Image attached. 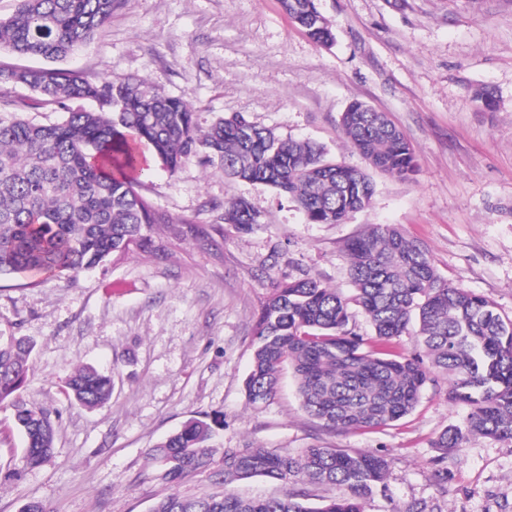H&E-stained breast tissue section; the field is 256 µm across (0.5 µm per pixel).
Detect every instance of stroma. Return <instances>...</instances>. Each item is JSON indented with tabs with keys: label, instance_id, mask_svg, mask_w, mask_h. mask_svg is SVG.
<instances>
[{
	"label": "stroma",
	"instance_id": "35a3bbf8",
	"mask_svg": "<svg viewBox=\"0 0 512 512\" xmlns=\"http://www.w3.org/2000/svg\"><path fill=\"white\" fill-rule=\"evenodd\" d=\"M336 35L315 43L279 0H120L110 22L67 67L91 80L134 76L183 99L200 127L244 116L283 138L309 140L325 157L364 166L340 115L362 101L386 113L413 147L408 179L374 173L372 205L344 224H311L272 188L225 177L219 164L169 172L152 159L141 193L172 216L203 225L212 246L188 238L174 257L134 253L77 280L47 274L35 288L0 279V330L35 347L22 397L57 428L52 455L18 471L24 438L0 407V512L38 501L49 512H150L170 493L284 495L288 484L254 477L225 484L223 451L245 445L293 454L312 446L386 456L385 491L364 512L424 502L438 512H512V450L470 435L449 450L437 485V435L469 408L448 398L444 376L395 426L345 433L301 408L284 372L265 405L248 404L244 380L253 327L279 284L307 275L354 293L347 242L393 224L427 249L449 284L512 317V0H318ZM491 91L493 106L480 100ZM235 198L259 213L228 224ZM80 364L112 374L102 407L71 404L65 382ZM216 432L208 470L171 483L153 445L190 418Z\"/></svg>",
	"mask_w": 512,
	"mask_h": 512
}]
</instances>
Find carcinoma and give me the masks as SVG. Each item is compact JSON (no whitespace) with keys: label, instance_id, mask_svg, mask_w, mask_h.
<instances>
[{"label":"carcinoma","instance_id":"obj_1","mask_svg":"<svg viewBox=\"0 0 512 512\" xmlns=\"http://www.w3.org/2000/svg\"><path fill=\"white\" fill-rule=\"evenodd\" d=\"M283 10L316 43L335 35L317 0H280ZM119 0H19L0 19V51L63 60L93 38ZM0 83L32 90L36 108L67 113L60 123L23 118L0 121V278L23 275L26 286L46 272L71 279L115 255L139 250L168 256L154 230L181 224V233L209 244L206 230L156 208L139 192L135 175L148 150L175 173L191 159L218 163L235 180L273 188L294 203L310 224H344L369 207L376 189L358 167L324 159L320 146L281 139L240 115L219 118L208 129L180 98L132 76L90 80L63 68L0 69ZM93 102L95 110L83 107ZM340 125L351 150L369 167L408 179L413 148L386 115L361 101L349 104ZM224 223L257 224L244 198L224 207ZM354 295L347 300L314 276L274 289L253 334V357L244 381L249 403L270 400L284 368L292 370L303 410L340 431L377 429L411 414L437 371L448 380L451 400L470 406L462 425L433 441L445 461L469 434L512 443V318L492 302L448 284L426 250L391 225L374 224L349 241ZM371 323L379 344L357 333L350 305ZM422 352L404 355L389 343L410 334ZM33 344L0 333V405L12 409L26 446L22 467L41 465L52 453L51 416L28 406L20 390ZM66 394L85 408L112 395V375L91 365L71 373ZM212 427L191 419L152 449L164 477L177 482L209 465ZM390 461L383 455L313 446L298 455L264 448L224 449V485L264 476L286 483L332 485L337 494L322 506L305 505L306 491L267 499L184 498L169 494L151 512H362V500L386 487Z\"/></svg>","mask_w":512,"mask_h":512}]
</instances>
